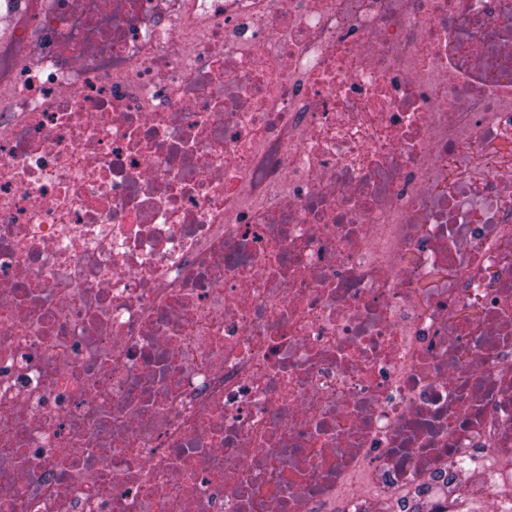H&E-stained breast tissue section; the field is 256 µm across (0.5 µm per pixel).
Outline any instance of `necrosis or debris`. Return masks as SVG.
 I'll use <instances>...</instances> for the list:
<instances>
[{"mask_svg":"<svg viewBox=\"0 0 512 512\" xmlns=\"http://www.w3.org/2000/svg\"><path fill=\"white\" fill-rule=\"evenodd\" d=\"M0 27V512H512V0Z\"/></svg>","mask_w":512,"mask_h":512,"instance_id":"obj_1","label":"necrosis or debris"}]
</instances>
